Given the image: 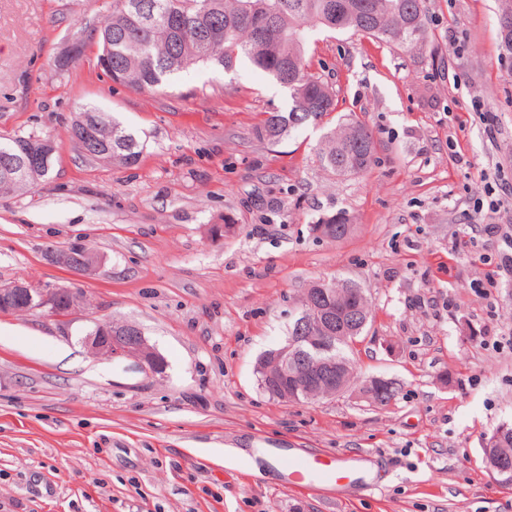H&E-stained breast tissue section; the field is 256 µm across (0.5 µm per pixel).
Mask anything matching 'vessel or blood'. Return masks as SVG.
Wrapping results in <instances>:
<instances>
[{
  "instance_id": "vessel-or-blood-1",
  "label": "vessel or blood",
  "mask_w": 512,
  "mask_h": 512,
  "mask_svg": "<svg viewBox=\"0 0 512 512\" xmlns=\"http://www.w3.org/2000/svg\"><path fill=\"white\" fill-rule=\"evenodd\" d=\"M286 470L289 487L317 494L364 492L375 484L374 462L367 454L343 458L324 450L301 448L289 455Z\"/></svg>"
}]
</instances>
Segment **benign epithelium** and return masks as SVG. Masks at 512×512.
I'll return each instance as SVG.
<instances>
[{
    "label": "benign epithelium",
    "instance_id": "1",
    "mask_svg": "<svg viewBox=\"0 0 512 512\" xmlns=\"http://www.w3.org/2000/svg\"><path fill=\"white\" fill-rule=\"evenodd\" d=\"M55 151L54 142L38 139L29 142L23 156L13 162L14 170L26 173L38 167ZM47 260L57 266L75 271H86L95 263V259H81L74 263L77 254L68 249L49 248L45 250ZM341 291V283L320 281L307 289L310 296L309 307L300 310L303 322L327 320L332 317V305L335 295ZM83 308V299L77 292L68 288H34L27 283L0 285V312H27L44 309L48 313L67 317ZM85 347L93 355L111 358H135L143 367L153 373L164 369L161 357L148 344L146 338L127 326L124 332L117 334L112 328L103 326L95 333L85 337ZM256 370L263 372L269 387L285 400L293 399V393L301 390L313 400L333 398L337 394L353 392L365 402H371L375 394H380L391 385L390 380L373 378L358 387L348 388L341 380L346 367L322 358L307 357L300 359L295 345L283 346L257 362ZM508 425H502L498 431L485 437L484 456L490 472L503 476L509 468L505 457L496 454L502 433Z\"/></svg>",
    "mask_w": 512,
    "mask_h": 512
}]
</instances>
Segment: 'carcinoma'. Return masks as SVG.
Masks as SVG:
<instances>
[{
	"mask_svg": "<svg viewBox=\"0 0 512 512\" xmlns=\"http://www.w3.org/2000/svg\"><path fill=\"white\" fill-rule=\"evenodd\" d=\"M329 31L361 33L402 51L427 41L424 0H112L103 23L90 31L98 54L112 56V82L136 89H157L174 74L203 64L232 69L241 61L270 76L288 92V111L269 112L256 136L271 144L335 111L336 93L307 72L309 25ZM502 47L512 53V0L499 14ZM97 129L100 148L91 158L119 166L136 164L143 150L138 137L116 119L86 107L68 135L83 157L84 127ZM35 134L0 140V195L32 189L49 178L6 173L8 158ZM372 131L362 122H345L324 137L320 160L338 175L359 174L374 162ZM351 301L336 304L332 324L335 347L325 357L357 369L354 348L372 319L369 299L355 284Z\"/></svg>",
	"mask_w": 512,
	"mask_h": 512,
	"instance_id": "cac0c4a2",
	"label": "carcinoma"
}]
</instances>
